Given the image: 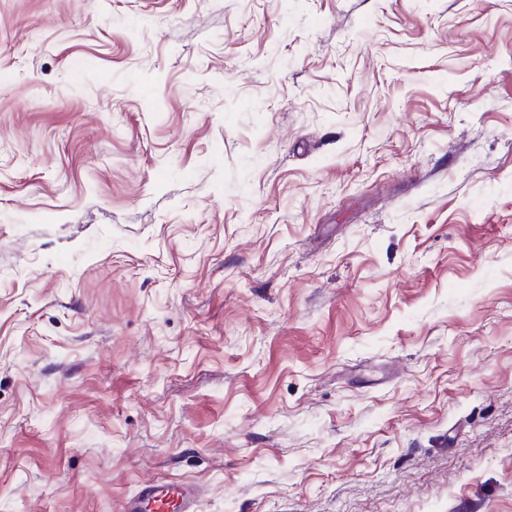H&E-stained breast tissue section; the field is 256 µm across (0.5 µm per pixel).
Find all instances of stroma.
<instances>
[{"instance_id":"obj_1","label":"stroma","mask_w":512,"mask_h":512,"mask_svg":"<svg viewBox=\"0 0 512 512\" xmlns=\"http://www.w3.org/2000/svg\"><path fill=\"white\" fill-rule=\"evenodd\" d=\"M512 512V0H0V512ZM159 511L195 512V495L191 486L182 483L147 481L141 485L135 497L123 506V512Z\"/></svg>"}]
</instances>
